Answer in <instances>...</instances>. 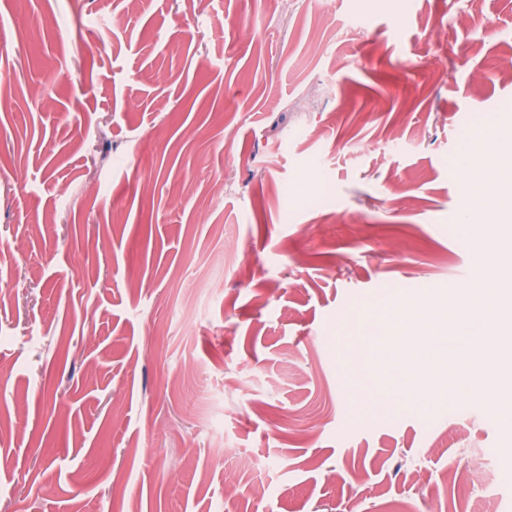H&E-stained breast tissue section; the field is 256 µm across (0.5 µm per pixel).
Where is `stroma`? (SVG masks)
<instances>
[{
	"label": "stroma",
	"mask_w": 512,
	"mask_h": 512,
	"mask_svg": "<svg viewBox=\"0 0 512 512\" xmlns=\"http://www.w3.org/2000/svg\"><path fill=\"white\" fill-rule=\"evenodd\" d=\"M1 71L0 512H512V417L376 368L496 232L512 0H0ZM504 129L495 145L473 142L468 152L470 174L463 187L474 197L485 195L487 180L510 188L496 201V210L502 219H512V137Z\"/></svg>",
	"instance_id": "35a3bbf8"
}]
</instances>
